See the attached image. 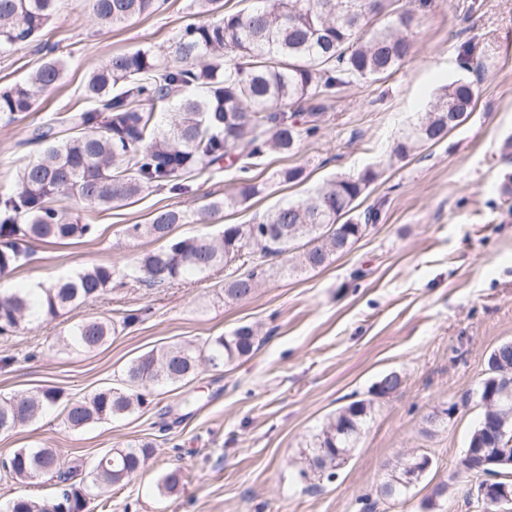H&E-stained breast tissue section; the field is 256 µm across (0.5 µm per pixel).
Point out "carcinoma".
<instances>
[{"instance_id":"carcinoma-1","label":"carcinoma","mask_w":512,"mask_h":512,"mask_svg":"<svg viewBox=\"0 0 512 512\" xmlns=\"http://www.w3.org/2000/svg\"><path fill=\"white\" fill-rule=\"evenodd\" d=\"M57 0H0V53L38 41L56 13ZM203 20L180 32L169 56L150 49L113 55L88 75L83 99L95 108H75L64 117L69 133L56 135L49 120L29 131L26 143L42 146L40 157L18 175L15 191L0 194V273L27 263L35 242L52 243L91 236L92 224H81L70 204L109 210L145 191L165 187L183 191L180 178H203L231 158L239 172L236 186L196 212L155 211L146 224L124 229L131 240L150 237L157 246L142 254L132 270L138 283L155 288L188 273L206 276L219 265H236L238 274L224 281V298L251 296L268 268L302 243L304 250L288 271L316 270L348 251L367 226L379 221L370 208L355 213V202L376 178L338 177L309 197L277 205L255 224H226L218 234L174 236L181 224H196L234 209L263 193L264 185L249 176L269 154L296 152L303 135L320 129L319 113H307L308 127L299 126L302 104L333 98L356 81H380L411 57L408 31L413 15L395 8L397 0H255L246 12H224L223 0H195ZM94 18L115 27L155 13L159 0H90ZM41 64L24 80L0 89V121L7 124L35 111L43 94L63 79L66 64L55 48L43 45ZM177 106L169 129L160 117ZM475 105L471 83L446 86L393 149L406 157L416 146L436 144L469 116ZM124 274L112 265H94L44 288L43 313L94 301L122 283ZM36 314L28 295H0V334L14 331ZM116 332L108 317L74 323L64 348L92 350ZM258 336L244 324L203 345L152 349L133 359L121 383L98 390L87 399L64 406V423L72 430L141 408L151 387L190 381L200 364L224 368L250 356ZM500 372L483 380L492 398L482 402L483 414L469 444L504 448L512 441V418L505 435L488 432L512 409V355L502 358ZM402 384L396 372L378 381L380 396ZM55 389L0 399V433H10L57 405ZM371 417V405L355 401L336 411L316 435L311 472L332 477L338 451L357 446ZM153 443L113 448L98 457L90 474L101 489L122 483L149 457ZM3 467L21 482L50 474L58 481L46 497L20 496L6 512H83L87 489L68 483L58 453L52 448H18ZM307 471V472H309ZM301 471L302 477H307Z\"/></svg>"}]
</instances>
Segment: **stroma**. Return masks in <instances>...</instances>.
I'll return each mask as SVG.
<instances>
[{
	"instance_id": "1",
	"label": "stroma",
	"mask_w": 512,
	"mask_h": 512,
	"mask_svg": "<svg viewBox=\"0 0 512 512\" xmlns=\"http://www.w3.org/2000/svg\"><path fill=\"white\" fill-rule=\"evenodd\" d=\"M398 6L416 15L412 57L387 80L362 81L322 100L317 135L302 138L296 155H271L253 168L263 194L175 233L249 224L276 204L369 169L378 177L358 204L380 208L379 223L326 267L288 275L290 261L280 257L281 273L243 300L224 298L228 266L205 281L162 288L128 280L92 305L0 335V398L51 388L66 401L119 383L126 365L154 348L200 345L241 324L261 338L249 357L221 369L200 365L193 380L155 389L132 413L73 431L53 409L0 434V460L18 448H54L82 486L99 455L152 442L144 467L122 484L91 491L84 512H491L478 478L459 474L457 463L483 412L478 390L489 354L512 341V194L503 192L512 186V0ZM199 20L193 0H166L154 14L105 28L88 0H59L43 39L66 58V74L37 110L0 123V193L13 190L18 172L38 155L25 142L28 131L68 115L90 70L142 47L167 53ZM42 56L33 43L0 54V88L25 79ZM458 79L474 87L471 117L443 142L391 161L409 125ZM294 166L304 168V182L275 180L276 171ZM237 175L228 165L209 179L188 180L184 193L149 191L105 211L76 205L75 216L95 225V235L36 245L10 278L48 283L93 265L127 269L155 243L127 239L125 225L146 223L159 209L198 210L230 191ZM128 313L137 321L121 326ZM100 315L120 324L104 345L62 346L73 323ZM392 371L402 377L400 388L375 395ZM356 400L372 406L357 448L333 477L302 480L315 436ZM412 452L431 458L427 474L407 494L382 496L396 457ZM177 467L180 485L161 490L164 474ZM443 482L453 493L427 508Z\"/></svg>"
}]
</instances>
